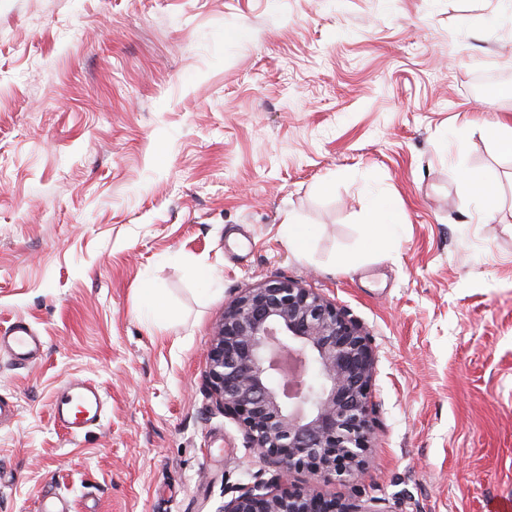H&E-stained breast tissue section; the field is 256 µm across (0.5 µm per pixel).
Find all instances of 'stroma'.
<instances>
[{
  "label": "stroma",
  "instance_id": "obj_1",
  "mask_svg": "<svg viewBox=\"0 0 512 512\" xmlns=\"http://www.w3.org/2000/svg\"><path fill=\"white\" fill-rule=\"evenodd\" d=\"M499 122L512 0H0V335L44 342L26 364L0 350V512H219L274 480L205 378L225 304L274 278L346 310L376 356L368 470L293 485L375 512L512 500V154L481 133ZM378 199L399 222L367 249ZM73 377L106 399L75 437L51 413ZM461 179L465 183L471 196L480 202L484 209L492 211L495 205L493 187L487 182L476 179L468 172H462Z\"/></svg>",
  "mask_w": 512,
  "mask_h": 512
}]
</instances>
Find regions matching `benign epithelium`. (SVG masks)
<instances>
[{
  "instance_id": "benign-epithelium-1",
  "label": "benign epithelium",
  "mask_w": 512,
  "mask_h": 512,
  "mask_svg": "<svg viewBox=\"0 0 512 512\" xmlns=\"http://www.w3.org/2000/svg\"><path fill=\"white\" fill-rule=\"evenodd\" d=\"M313 364L316 383L306 379ZM374 369L363 328L295 281L271 280L232 299L207 354V384L278 481L243 485L220 512H322L316 490L293 487L290 476L345 482L362 473L375 435Z\"/></svg>"
}]
</instances>
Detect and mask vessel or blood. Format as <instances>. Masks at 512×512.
Wrapping results in <instances>:
<instances>
[{"mask_svg": "<svg viewBox=\"0 0 512 512\" xmlns=\"http://www.w3.org/2000/svg\"><path fill=\"white\" fill-rule=\"evenodd\" d=\"M1 345L7 346L16 361L26 363L39 353L43 343L40 336L19 324L12 335L0 336ZM52 415L73 436L99 425L104 415V399L99 387L90 380L72 378L65 394L55 400Z\"/></svg>", "mask_w": 512, "mask_h": 512, "instance_id": "obj_1", "label": "vessel or blood"}]
</instances>
